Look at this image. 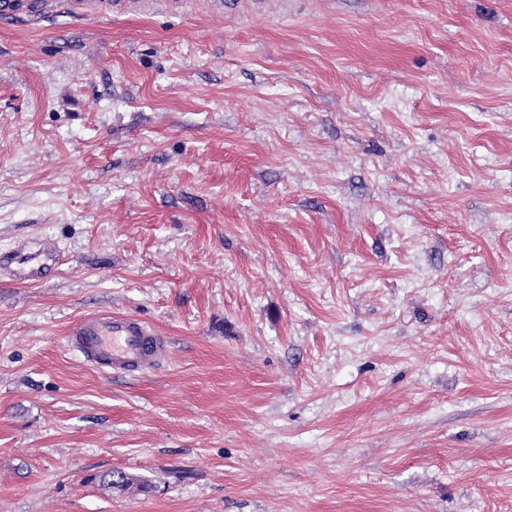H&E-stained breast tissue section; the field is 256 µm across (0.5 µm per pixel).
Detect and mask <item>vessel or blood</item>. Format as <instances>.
I'll return each instance as SVG.
<instances>
[{
	"instance_id": "b4317fda",
	"label": "vessel or blood",
	"mask_w": 512,
	"mask_h": 512,
	"mask_svg": "<svg viewBox=\"0 0 512 512\" xmlns=\"http://www.w3.org/2000/svg\"><path fill=\"white\" fill-rule=\"evenodd\" d=\"M171 0H0V25L31 24L48 19L57 9L74 16L95 13L120 17L151 14ZM57 249L46 245L31 250L18 247L7 264L13 278L22 284H37L49 277ZM70 348L85 362L116 372H141L158 364L165 340L154 327L137 317L109 312L84 317L67 332Z\"/></svg>"
}]
</instances>
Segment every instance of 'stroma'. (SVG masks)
Here are the masks:
<instances>
[{"label": "stroma", "mask_w": 512, "mask_h": 512, "mask_svg": "<svg viewBox=\"0 0 512 512\" xmlns=\"http://www.w3.org/2000/svg\"><path fill=\"white\" fill-rule=\"evenodd\" d=\"M42 241L0 512H512V0L0 28V255ZM102 311L166 357L86 363ZM67 341L88 364L123 373L149 369L165 352V340L154 327L135 316L110 312L76 321Z\"/></svg>", "instance_id": "stroma-1"}]
</instances>
